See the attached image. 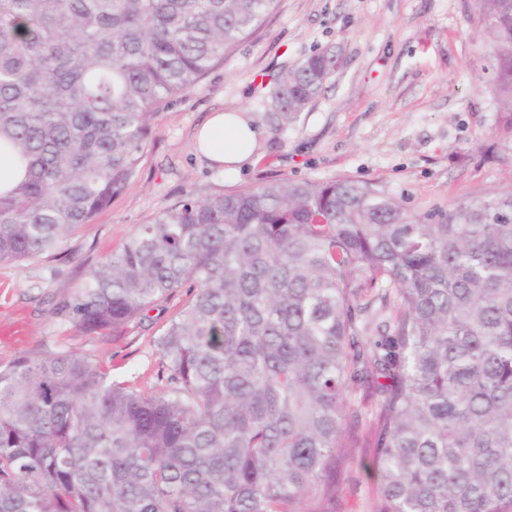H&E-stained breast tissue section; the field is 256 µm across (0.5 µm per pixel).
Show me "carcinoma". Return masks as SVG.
<instances>
[{
  "instance_id": "cac0c4a2",
  "label": "carcinoma",
  "mask_w": 512,
  "mask_h": 512,
  "mask_svg": "<svg viewBox=\"0 0 512 512\" xmlns=\"http://www.w3.org/2000/svg\"><path fill=\"white\" fill-rule=\"evenodd\" d=\"M474 2L512 141V0ZM274 4L0 0V146L26 169L0 194V265L93 223L160 110ZM334 72L327 51L281 70L273 132ZM181 288L147 390L70 352L0 366V512H336L344 449L364 438L374 512H512L511 190L436 222L349 179L188 196L59 313L116 336Z\"/></svg>"
}]
</instances>
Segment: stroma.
I'll use <instances>...</instances> for the list:
<instances>
[{"label":"stroma","instance_id":"stroma-1","mask_svg":"<svg viewBox=\"0 0 512 512\" xmlns=\"http://www.w3.org/2000/svg\"><path fill=\"white\" fill-rule=\"evenodd\" d=\"M337 64L300 122L273 135L265 81L311 54ZM496 61L473 0H278L251 36L155 119L137 176L62 256L0 265V365L24 352L71 351L137 389L155 382L152 340L187 299L176 292L154 321L120 335L86 333L56 312L90 266L122 249L140 225L187 195L266 181L348 178L421 215L512 190V142L498 136ZM246 112L262 131L252 163L228 171L196 150L215 112ZM373 451L351 448L340 512H372Z\"/></svg>","mask_w":512,"mask_h":512}]
</instances>
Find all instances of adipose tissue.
I'll return each instance as SVG.
<instances>
[{
    "instance_id": "adipose-tissue-1",
    "label": "adipose tissue",
    "mask_w": 512,
    "mask_h": 512,
    "mask_svg": "<svg viewBox=\"0 0 512 512\" xmlns=\"http://www.w3.org/2000/svg\"><path fill=\"white\" fill-rule=\"evenodd\" d=\"M259 135L247 113L216 112L198 131L196 144L210 161L235 169L250 160Z\"/></svg>"
}]
</instances>
